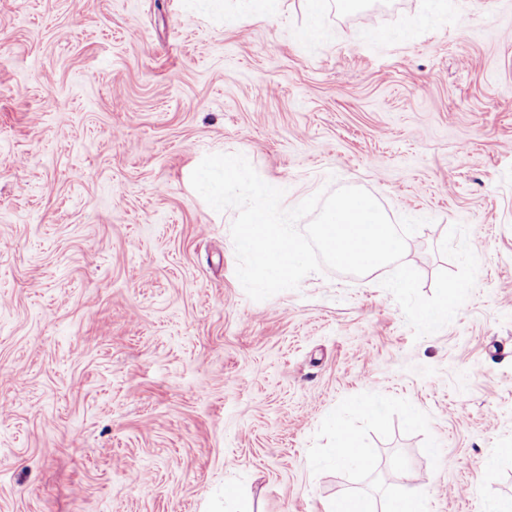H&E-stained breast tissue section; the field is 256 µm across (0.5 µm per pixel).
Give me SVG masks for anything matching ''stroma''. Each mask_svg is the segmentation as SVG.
Listing matches in <instances>:
<instances>
[{"mask_svg": "<svg viewBox=\"0 0 512 512\" xmlns=\"http://www.w3.org/2000/svg\"><path fill=\"white\" fill-rule=\"evenodd\" d=\"M305 24V0H0V512H324L402 464L432 512L512 497V0ZM213 153L290 208L354 186L427 218L426 296L467 226L473 292L420 338L383 268L250 299L236 209L190 183ZM336 417L365 467L323 466Z\"/></svg>", "mask_w": 512, "mask_h": 512, "instance_id": "obj_1", "label": "stroma"}]
</instances>
